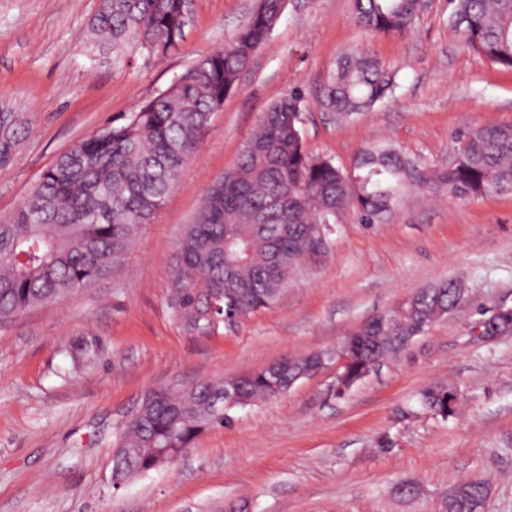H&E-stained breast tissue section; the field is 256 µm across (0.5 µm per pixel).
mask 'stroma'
Returning <instances> with one entry per match:
<instances>
[{
    "mask_svg": "<svg viewBox=\"0 0 512 512\" xmlns=\"http://www.w3.org/2000/svg\"><path fill=\"white\" fill-rule=\"evenodd\" d=\"M98 0H0V101L33 115L0 172V218L72 144L232 43L258 0H191L177 52L116 68L88 54ZM448 0H426L406 33L361 28L352 0H287L242 69L178 184L122 264L93 288L0 324V512H442L479 478L484 512H512V193L463 199L408 192L379 224L346 214L330 255L299 270L271 308L233 329L183 331L166 302L177 242L209 187L233 167L275 101L300 91L306 148L347 169L392 143L439 164L456 132L512 123V70L472 51ZM398 72L394 95L345 120L318 99L349 50ZM454 279L463 302L345 393L336 368L236 407L174 463L112 483L121 427L152 391L255 371L288 355L334 353L407 294ZM458 397L442 418L421 403ZM403 481L420 498L395 495ZM424 402L435 414L448 417L454 411L456 397L448 388H434L424 394Z\"/></svg>",
    "mask_w": 512,
    "mask_h": 512,
    "instance_id": "35a3bbf8",
    "label": "stroma"
}]
</instances>
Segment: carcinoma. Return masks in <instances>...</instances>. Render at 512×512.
<instances>
[{"label":"carcinoma","mask_w":512,"mask_h":512,"mask_svg":"<svg viewBox=\"0 0 512 512\" xmlns=\"http://www.w3.org/2000/svg\"><path fill=\"white\" fill-rule=\"evenodd\" d=\"M188 0H99L88 27L94 53L112 54L125 66L140 53L164 57L178 49L189 24ZM452 22L476 53L512 70V0H449ZM357 23L381 34L408 31L419 14L416 0H353ZM282 15L281 0H261L233 44L197 60L171 85L138 108L98 129L58 155L21 206L0 219V321L23 310L61 301L90 288L120 265L138 229L152 221L183 175L214 112L235 89L251 54L264 45ZM396 72L371 54L347 51L323 88L319 105L346 117L387 98ZM302 95L293 92L260 117L236 166L207 192L178 241L168 305L186 332L208 334L226 314L243 319L273 306L301 267L331 252L333 227L351 211L377 224L409 190L450 198L512 192V124L464 130L442 164H429L394 144L363 148L347 172L310 153L299 127ZM33 118L0 104V171L29 136ZM457 280L409 294L380 324L360 326L367 344L351 333L343 346L351 383L364 378L380 355L399 352L402 337L448 314L460 302ZM262 371L204 381L172 396L155 394L135 411L116 439L139 448L113 459L112 480L177 460L195 440L227 419L224 385L239 383L244 403L273 392ZM424 402L446 417L454 393L434 388ZM486 493L483 480L467 479L444 502L445 512H470Z\"/></svg>","instance_id":"1"}]
</instances>
